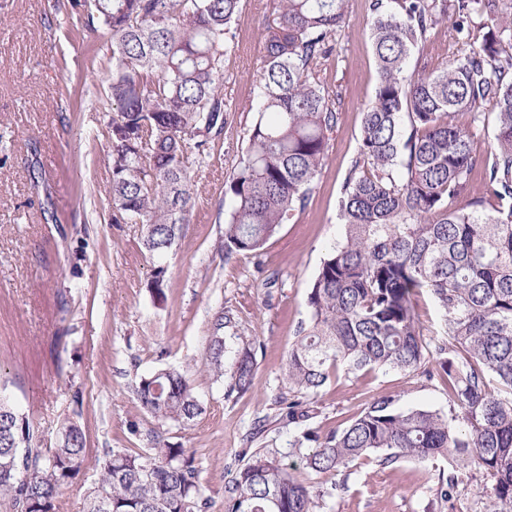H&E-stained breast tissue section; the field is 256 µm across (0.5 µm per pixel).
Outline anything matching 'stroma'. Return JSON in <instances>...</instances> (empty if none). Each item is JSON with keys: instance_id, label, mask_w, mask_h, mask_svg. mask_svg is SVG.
<instances>
[{"instance_id": "1", "label": "stroma", "mask_w": 512, "mask_h": 512, "mask_svg": "<svg viewBox=\"0 0 512 512\" xmlns=\"http://www.w3.org/2000/svg\"><path fill=\"white\" fill-rule=\"evenodd\" d=\"M370 0H348L336 51L323 72L342 92V115L307 207L281 224L260 254H224V179L246 146L264 31L276 0H243L237 48L224 59V96L233 106L220 151L190 156L194 205L177 244L164 256L142 248V225L113 220L104 104L112 80L110 41L90 31L70 0H0V388L28 415L35 447H55L81 394L90 458L148 447L157 433L187 448L210 512H224L227 473L253 444L295 461L294 431L279 417L295 329L308 318L307 294L323 259L344 232L338 201L360 144L362 110L378 71L369 39ZM164 267L165 302L150 284ZM234 316L233 334L255 342L251 389L202 371L213 314ZM180 371L204 407L189 426L163 423L138 401L141 375ZM380 394L400 406L448 413L443 381L392 370H341L317 395L308 426L326 435ZM297 477L322 490L316 512H486L475 478L445 501L448 460L357 461L341 474Z\"/></svg>"}]
</instances>
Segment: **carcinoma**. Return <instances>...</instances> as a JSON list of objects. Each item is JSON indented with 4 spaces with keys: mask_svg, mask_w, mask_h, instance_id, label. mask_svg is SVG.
<instances>
[{
    "mask_svg": "<svg viewBox=\"0 0 512 512\" xmlns=\"http://www.w3.org/2000/svg\"><path fill=\"white\" fill-rule=\"evenodd\" d=\"M346 0H278L264 34L256 114L247 146L224 181V257L257 252L309 201L340 122L342 93L320 73L335 51ZM87 23L107 30L112 83L106 110L112 219L144 226L142 245L166 254L189 222V153L211 156L228 124L224 55L242 0H71ZM448 39L465 46L429 72L410 69L413 53L448 16ZM369 34L379 81L363 112L360 147L342 186L345 234L310 288L309 319L288 352L281 417L314 473H339L370 454L383 465L426 463L457 454L442 494L452 499L473 474L478 492L512 509V7L505 0H371ZM494 115L490 151L473 148L474 130ZM483 170L484 192H471ZM430 295L449 341L436 358L422 339L416 298ZM230 311L211 322L204 371L230 374V391L248 392L255 348L237 337L224 361ZM434 360V368L426 363ZM339 367L422 372L448 384L453 414L402 408L378 395L357 418L325 438L307 427L319 389ZM496 383L493 390L490 383ZM142 407L162 422L194 423L201 401L185 376L161 369L135 386ZM29 418L0 394V505L11 512H56L60 490L87 467L77 421L56 447L33 446ZM151 447L106 453L86 512H209L187 450L160 436ZM225 487V512H314L317 494L265 453Z\"/></svg>",
    "mask_w": 512,
    "mask_h": 512,
    "instance_id": "1",
    "label": "carcinoma"
}]
</instances>
